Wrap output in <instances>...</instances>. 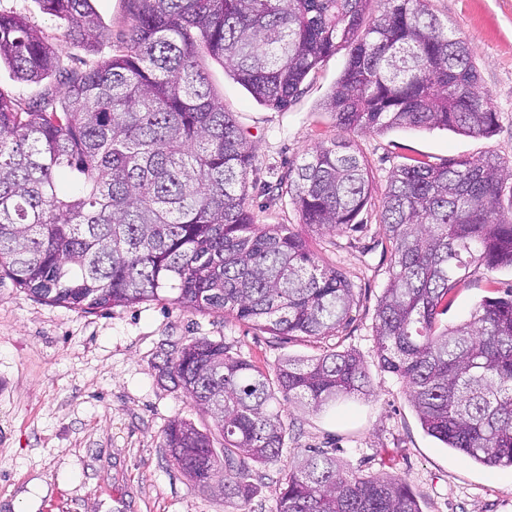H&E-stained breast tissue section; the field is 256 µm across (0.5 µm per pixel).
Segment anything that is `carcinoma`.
Instances as JSON below:
<instances>
[{
    "mask_svg": "<svg viewBox=\"0 0 512 512\" xmlns=\"http://www.w3.org/2000/svg\"><path fill=\"white\" fill-rule=\"evenodd\" d=\"M67 22L66 45L103 38L91 0H36ZM112 53L62 66L19 15L0 13V62L16 78L53 77L22 103L0 93V269L54 306L85 313L170 300L275 337L335 336L356 285L316 261L286 224H257L246 202L253 154L201 66L206 54L260 105L285 110L310 73L343 49L325 102L338 135L318 142L279 182L318 235L360 224L365 163L342 133L445 129L497 132L467 43L428 0H129ZM380 223L391 272L376 312V355L395 374L421 427L488 467L512 469V286L469 319L443 325L449 294L472 266L512 268V167L495 156L412 159L388 173ZM165 371L213 418L223 439L172 421L162 447L203 490L246 501L253 466L278 460L284 408L319 411L370 395L360 356L288 357L269 377L222 342L195 339ZM275 512H421L395 476L364 477L307 448L280 479Z\"/></svg>",
    "mask_w": 512,
    "mask_h": 512,
    "instance_id": "cac0c4a2",
    "label": "carcinoma"
}]
</instances>
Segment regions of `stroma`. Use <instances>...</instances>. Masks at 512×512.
Segmentation results:
<instances>
[{"instance_id":"35a3bbf8","label":"stroma","mask_w":512,"mask_h":512,"mask_svg":"<svg viewBox=\"0 0 512 512\" xmlns=\"http://www.w3.org/2000/svg\"><path fill=\"white\" fill-rule=\"evenodd\" d=\"M432 11L468 45L479 90L499 114L496 135L471 137L433 129L350 133L369 171L371 196L361 225L336 235L307 234L290 198L276 184L289 163L336 136L324 109L347 51L310 74L287 110L258 104L210 57L202 65L224 107L252 147L247 203L257 223L286 224L307 234L320 263L340 266L355 282L350 324L339 336L276 338L232 318L151 301L83 313L51 306L9 278L0 279V512H272L279 480L298 452L332 448L363 475H393L416 494L422 512H512V469L488 468L426 434L401 379L378 366L373 336L378 301L389 279L390 253L379 210L392 166L419 159L496 155L512 165V0H429ZM106 36L94 57L110 55L128 33V0H92ZM57 41L66 29L36 0H0ZM512 270L470 268L443 320L455 324ZM231 346L274 373L285 357L352 350L369 373V396L312 412L293 405L277 465L256 467L248 501L204 491L184 476L161 442L170 421L214 428L211 417L161 372L192 339Z\"/></svg>"}]
</instances>
